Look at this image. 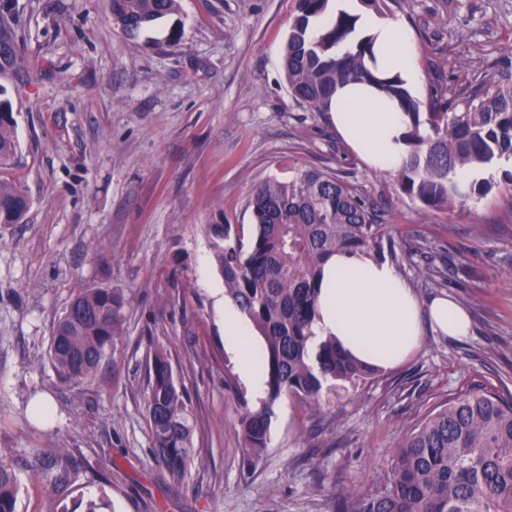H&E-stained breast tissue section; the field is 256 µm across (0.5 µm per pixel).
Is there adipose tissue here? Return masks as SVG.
Returning <instances> with one entry per match:
<instances>
[{
  "instance_id": "1",
  "label": "adipose tissue",
  "mask_w": 512,
  "mask_h": 512,
  "mask_svg": "<svg viewBox=\"0 0 512 512\" xmlns=\"http://www.w3.org/2000/svg\"><path fill=\"white\" fill-rule=\"evenodd\" d=\"M336 7L357 14L356 35L373 39L379 71L400 76L409 86L418 83L414 39L402 20L380 17L363 9L358 0H336ZM331 116L338 134L372 169L394 172L402 167L408 156V120L386 94L367 84L338 87ZM470 327V315L462 305L448 296L421 301L391 261L339 251L323 266L316 338L335 340L358 362L390 369L420 348L425 330L457 338L468 335ZM224 334L244 378L254 393H261L262 380L252 367L251 332L237 308L225 309Z\"/></svg>"
}]
</instances>
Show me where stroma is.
<instances>
[{
    "instance_id": "stroma-1",
    "label": "stroma",
    "mask_w": 512,
    "mask_h": 512,
    "mask_svg": "<svg viewBox=\"0 0 512 512\" xmlns=\"http://www.w3.org/2000/svg\"><path fill=\"white\" fill-rule=\"evenodd\" d=\"M296 0H178L129 43L110 0H15L26 69L0 74L17 152L0 179L24 189L0 224V462L16 512H335L348 488L386 487L402 438L464 391L512 396V191L470 210L427 208L358 160L328 114L288 90ZM411 30L428 111L440 83L491 78L512 56V0H390ZM335 174L384 213L385 259L422 300L466 306L463 339L427 333L392 370L325 396L281 400L248 468L240 418L257 406L224 336V280L209 224L253 232L266 180ZM124 298L97 371L54 366L53 328L78 289ZM167 351L191 412L193 459L174 482L154 457L148 357ZM46 398L51 418L33 417Z\"/></svg>"
}]
</instances>
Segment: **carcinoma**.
Segmentation results:
<instances>
[{"mask_svg": "<svg viewBox=\"0 0 512 512\" xmlns=\"http://www.w3.org/2000/svg\"><path fill=\"white\" fill-rule=\"evenodd\" d=\"M329 0H296L283 66L288 89L317 112L328 111L336 86L365 81L395 99L409 119V155L399 170V190L427 208L467 210L504 181L491 174L465 190L464 170L491 172L512 158V59L488 80L447 84L431 106L419 103L397 76L376 63L373 40L352 43L356 17H325ZM176 10V0H112V16L134 40ZM19 15L11 0H0V72L19 69L15 51ZM16 152L12 104L0 99V165ZM254 235L249 242L231 224H210L213 260L224 292L263 340L258 358L266 377V398L241 417L247 464L268 448L275 406L288 398L317 411L323 393L338 384L367 378L373 370L348 359L334 342L311 347L318 280L325 259L339 250L382 252L377 206L336 176L302 170L288 181L259 185L250 200ZM28 210L21 186L0 181V224H18ZM123 299L104 286L81 288L54 326L50 355L60 374L92 375L119 325ZM147 399L157 462L174 479L192 461L189 411L173 381L162 348L149 357ZM18 482L0 463V512H16ZM336 512H512V397L465 392L431 414L407 436L395 454L385 491L349 490Z\"/></svg>", "mask_w": 512, "mask_h": 512, "instance_id": "1", "label": "carcinoma"}]
</instances>
